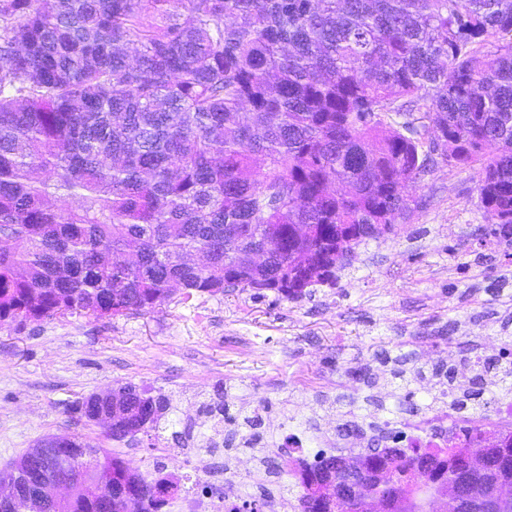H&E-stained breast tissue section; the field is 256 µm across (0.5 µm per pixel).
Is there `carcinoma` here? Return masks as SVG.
Here are the masks:
<instances>
[{
  "mask_svg": "<svg viewBox=\"0 0 512 512\" xmlns=\"http://www.w3.org/2000/svg\"><path fill=\"white\" fill-rule=\"evenodd\" d=\"M473 163L492 234L512 241V0H0L1 324L226 288L298 298L394 232L426 175ZM393 377L398 409L427 403ZM168 410L131 383L75 405L87 425L112 415L113 440ZM54 452L92 455L104 486L54 512H159L155 482L77 436H45L0 481L48 474ZM391 452L383 478L377 448L358 469L324 458L301 512L364 482L390 512H432L464 474L463 448ZM487 460L512 475V445Z\"/></svg>",
  "mask_w": 512,
  "mask_h": 512,
  "instance_id": "obj_1",
  "label": "carcinoma"
}]
</instances>
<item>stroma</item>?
<instances>
[{"label": "stroma", "instance_id": "stroma-1", "mask_svg": "<svg viewBox=\"0 0 512 512\" xmlns=\"http://www.w3.org/2000/svg\"><path fill=\"white\" fill-rule=\"evenodd\" d=\"M475 180L468 167L426 176L414 189L421 207L395 232L359 245L335 286L295 300L238 288L113 319L0 324V470L46 435L74 434L128 470L179 477L184 437L235 445L251 434L270 448L288 418L328 428L337 399L354 393L363 407L390 392L396 357L459 372L477 352L496 362L512 342V249L481 244L490 221ZM121 383L169 400L157 443L107 439L71 414L74 401ZM208 404L249 426L215 425L200 415Z\"/></svg>", "mask_w": 512, "mask_h": 512}]
</instances>
